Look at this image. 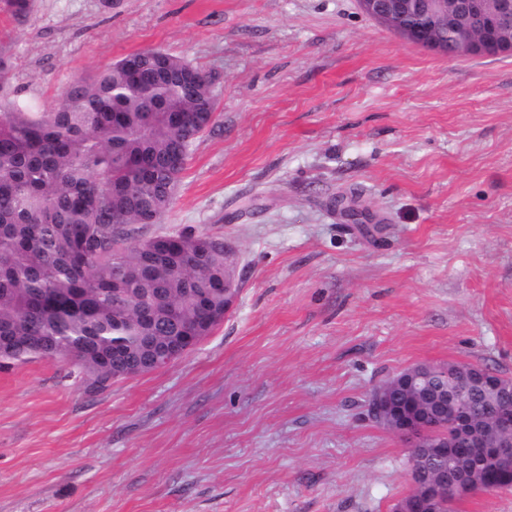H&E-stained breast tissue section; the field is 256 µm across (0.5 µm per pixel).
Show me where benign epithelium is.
Masks as SVG:
<instances>
[{
	"instance_id": "7a95c632",
	"label": "benign epithelium",
	"mask_w": 512,
	"mask_h": 512,
	"mask_svg": "<svg viewBox=\"0 0 512 512\" xmlns=\"http://www.w3.org/2000/svg\"><path fill=\"white\" fill-rule=\"evenodd\" d=\"M359 10L396 33L409 44L420 45L435 54L448 53L455 46L472 56L512 55V0H357ZM236 286V266L230 250H224V312L204 303L210 318L226 317ZM429 370L424 364L406 368L390 383L374 390L370 412L387 429L405 437L414 448H424L433 459L448 457L449 443H463L477 449L476 462L463 468H442L416 475L410 494L397 502L395 512H428V506L443 494L450 499L470 497L492 488L480 477L484 467L496 469L502 481L512 480V380L486 370L458 368L460 377L471 376L488 394L504 405L488 425L470 415L466 391L431 403L422 380ZM391 387L404 391V399L392 401ZM450 418L454 431L440 429V420Z\"/></svg>"
}]
</instances>
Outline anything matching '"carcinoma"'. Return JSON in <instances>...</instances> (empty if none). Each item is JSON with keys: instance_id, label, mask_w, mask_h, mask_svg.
<instances>
[{"instance_id": "1", "label": "carcinoma", "mask_w": 512, "mask_h": 512, "mask_svg": "<svg viewBox=\"0 0 512 512\" xmlns=\"http://www.w3.org/2000/svg\"><path fill=\"white\" fill-rule=\"evenodd\" d=\"M186 60L156 49L69 84L49 111L12 100L0 107V369L56 360L102 388L138 375L150 350L202 318L196 296L224 304V236L191 250L193 229L145 237L170 209L193 145L212 127L211 78H164ZM128 288L130 296L116 290ZM164 294L154 324L140 321L138 289ZM500 404L470 403L485 420Z\"/></svg>"}]
</instances>
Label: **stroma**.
Returning <instances> with one entry per match:
<instances>
[{
	"label": "stroma",
	"mask_w": 512,
	"mask_h": 512,
	"mask_svg": "<svg viewBox=\"0 0 512 512\" xmlns=\"http://www.w3.org/2000/svg\"><path fill=\"white\" fill-rule=\"evenodd\" d=\"M0 45V94L42 110L143 49L211 76L217 122L146 232L223 235L239 288L107 388L0 370V512H393L412 450L372 390L417 363L512 377V57L433 54L356 0H0Z\"/></svg>",
	"instance_id": "obj_1"
}]
</instances>
